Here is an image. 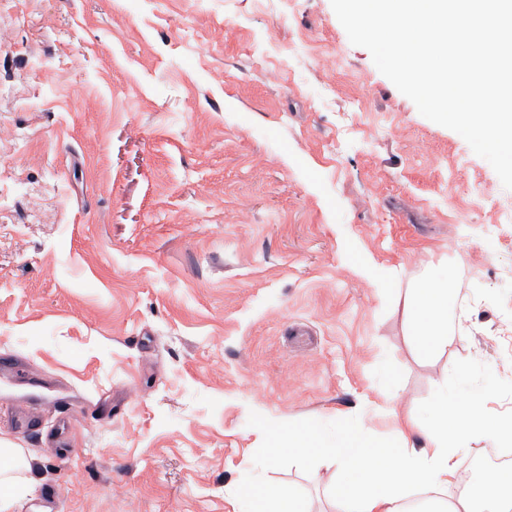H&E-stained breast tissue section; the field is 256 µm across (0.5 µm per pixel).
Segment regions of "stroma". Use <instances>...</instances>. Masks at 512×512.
<instances>
[{
  "instance_id": "35a3bbf8",
  "label": "stroma",
  "mask_w": 512,
  "mask_h": 512,
  "mask_svg": "<svg viewBox=\"0 0 512 512\" xmlns=\"http://www.w3.org/2000/svg\"><path fill=\"white\" fill-rule=\"evenodd\" d=\"M1 27L12 512H240L245 477L333 512L335 463L269 462L268 428L394 442L461 365L512 419V190L331 0H0ZM441 265L462 330L427 359L404 301Z\"/></svg>"
}]
</instances>
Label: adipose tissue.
Returning <instances> with one entry per match:
<instances>
[{
    "mask_svg": "<svg viewBox=\"0 0 512 512\" xmlns=\"http://www.w3.org/2000/svg\"><path fill=\"white\" fill-rule=\"evenodd\" d=\"M452 288L447 271L419 279L405 302V321L419 353H445L453 324L448 317ZM466 367L454 384L440 383L422 412L423 423H410L400 443L379 442L360 419H340L335 429L306 425L289 430L277 452L305 460L331 456L336 472L329 484L335 512H404L411 491L430 495V512H512V468L476 476L467 493L455 492L459 450L492 437L512 439V421L485 409L486 394L469 388ZM245 512H306L303 502L285 488L240 486Z\"/></svg>",
    "mask_w": 512,
    "mask_h": 512,
    "instance_id": "adipose-tissue-1",
    "label": "adipose tissue"
}]
</instances>
